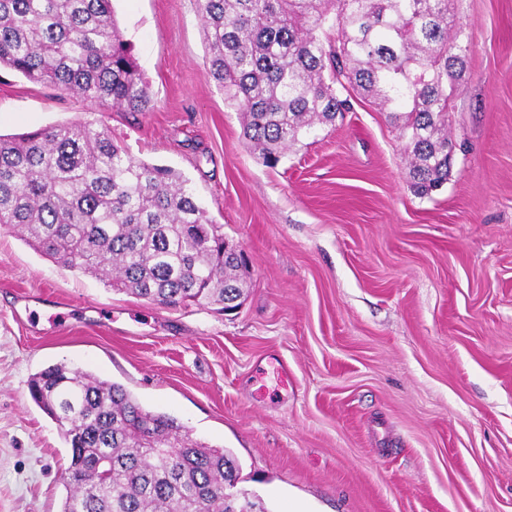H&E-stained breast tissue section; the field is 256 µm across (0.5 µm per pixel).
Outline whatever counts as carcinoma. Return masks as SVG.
Returning <instances> with one entry per match:
<instances>
[{
    "mask_svg": "<svg viewBox=\"0 0 512 512\" xmlns=\"http://www.w3.org/2000/svg\"><path fill=\"white\" fill-rule=\"evenodd\" d=\"M453 0H197L209 76L263 163L347 109L378 101L421 197L448 181L452 102L469 34ZM98 105L152 107L112 0H0V68ZM0 224L57 265L164 307L229 306L243 257L189 181L91 121L0 135ZM71 451L61 512H234L230 451L193 439L122 385L60 363L29 383Z\"/></svg>",
    "mask_w": 512,
    "mask_h": 512,
    "instance_id": "carcinoma-1",
    "label": "carcinoma"
}]
</instances>
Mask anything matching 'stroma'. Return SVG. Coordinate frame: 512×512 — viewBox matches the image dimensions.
Masks as SVG:
<instances>
[{
  "instance_id": "obj_1",
  "label": "stroma",
  "mask_w": 512,
  "mask_h": 512,
  "mask_svg": "<svg viewBox=\"0 0 512 512\" xmlns=\"http://www.w3.org/2000/svg\"><path fill=\"white\" fill-rule=\"evenodd\" d=\"M113 8L152 109L1 69L0 133L97 120L181 173L245 251V295L161 308L0 228V512H60L70 450L29 394L56 363L229 450L236 492L269 512H512V0H455L468 71L450 176L425 197L356 94L267 167L208 74L195 0Z\"/></svg>"
}]
</instances>
